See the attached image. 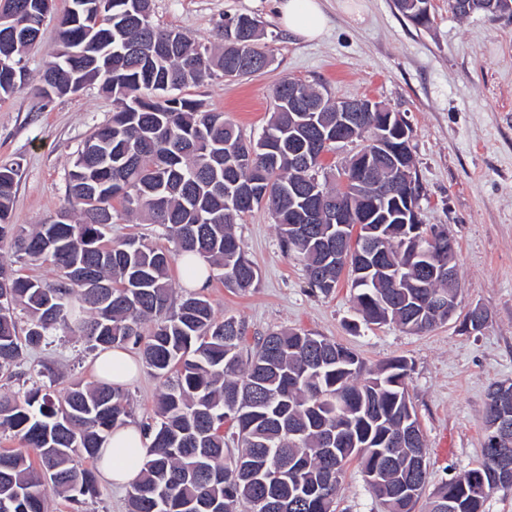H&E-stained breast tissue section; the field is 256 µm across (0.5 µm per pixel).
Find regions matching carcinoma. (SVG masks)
Segmentation results:
<instances>
[{
  "mask_svg": "<svg viewBox=\"0 0 512 512\" xmlns=\"http://www.w3.org/2000/svg\"><path fill=\"white\" fill-rule=\"evenodd\" d=\"M9 2L10 11L0 13V98L31 84L49 104L96 85L112 96L113 110L77 152L54 222L33 231L12 223L18 169L0 167V243L10 242L17 260L57 273L47 284L0 262V378L18 375L26 350L56 336L80 338L92 351L139 349L160 390L154 418L143 424L150 451L130 484V512H209L207 503L221 512H336L339 484L321 483L330 465L343 474L353 460L384 512H414L418 499L400 492L413 478L425 491L427 471L412 470L423 441L392 445L418 424L406 359L366 372L350 349L292 329L259 337L245 356L243 321L216 318L203 294L175 301L170 282L175 258L198 255L220 270L224 287H256L259 272L234 225L263 209L278 227L282 251L303 264L311 290L333 293L345 271L365 324L431 330L432 297L458 292L459 280L406 267L399 255L401 237L423 229L403 224L419 207L420 184L412 178L409 199L363 186L394 177L386 164L364 161L368 150L397 149L413 170L408 138L372 115L348 131L364 145L338 169L349 188L340 218L298 226L294 214L307 198L336 202V189L320 179L330 168L320 150L336 136V103L285 79L254 140L224 113L180 94L217 71L239 79L263 70L268 55L256 46L260 33L232 39L227 20L215 52L155 24L151 0H71L58 19V49L33 75L22 64L33 46L25 33L39 30L54 3ZM130 217L163 225L174 249L136 235L108 237L112 225ZM334 239L349 266L326 260L323 248ZM373 239L379 260L398 272L394 284L356 267L357 252ZM130 416L123 388L103 381L73 382L60 399L36 383L0 393V430L19 443L0 451V512H44L49 486L76 506L95 497L94 472L74 467V458L99 457L112 429ZM229 437L241 445L236 455ZM498 461L511 464L512 447L485 442L475 467L434 490L429 512H443L450 495L461 512H486L489 498L472 495L471 486L490 483ZM265 462L281 482L261 511L254 500L265 491L256 471Z\"/></svg>",
  "mask_w": 512,
  "mask_h": 512,
  "instance_id": "carcinoma-1",
  "label": "carcinoma"
}]
</instances>
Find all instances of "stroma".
<instances>
[{"instance_id":"stroma-1","label":"stroma","mask_w":512,"mask_h":512,"mask_svg":"<svg viewBox=\"0 0 512 512\" xmlns=\"http://www.w3.org/2000/svg\"><path fill=\"white\" fill-rule=\"evenodd\" d=\"M279 0H153V20L204 45L219 39L224 19L247 14L261 23L260 48L272 58L243 79L217 75L189 87V97L222 111L245 135L259 137L274 106V87L290 78L335 99L368 98L401 113L422 186L420 216L457 243L460 292L454 316L409 334L393 324L365 326L348 280L325 296L311 292L300 261L279 249L265 211L235 226L244 252L260 271L257 287L236 293L211 278L204 293L217 317L247 326V346L268 331L303 329L354 350L365 368L395 358L412 366L409 389L424 436L428 489L473 467L486 440L483 424L492 385L512 382V16L475 12L461 18L448 0H432L433 22L416 27L394 0H324L327 28L306 41L280 24ZM112 117V99L95 88L44 105L26 88L0 100V165L19 168L11 220L53 222L64 205L67 174L96 127ZM487 313L477 331L464 327L474 307ZM92 353L63 337L27 353L19 375L0 381L18 391L50 365L60 372L50 390L92 382ZM337 512H383L356 465L340 485ZM46 512H129L128 491L99 482L97 497L76 507L55 491Z\"/></svg>"}]
</instances>
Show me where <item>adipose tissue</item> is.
Listing matches in <instances>:
<instances>
[{"label":"adipose tissue","mask_w":512,"mask_h":512,"mask_svg":"<svg viewBox=\"0 0 512 512\" xmlns=\"http://www.w3.org/2000/svg\"><path fill=\"white\" fill-rule=\"evenodd\" d=\"M279 11L283 27L292 35L309 41L322 36L327 24L322 0H281ZM92 370L97 380L122 386L137 375L139 363L128 350L108 349L99 353ZM148 451L149 439L143 428L126 422L101 449L98 474L112 485L125 486L137 477Z\"/></svg>","instance_id":"adipose-tissue-1"}]
</instances>
